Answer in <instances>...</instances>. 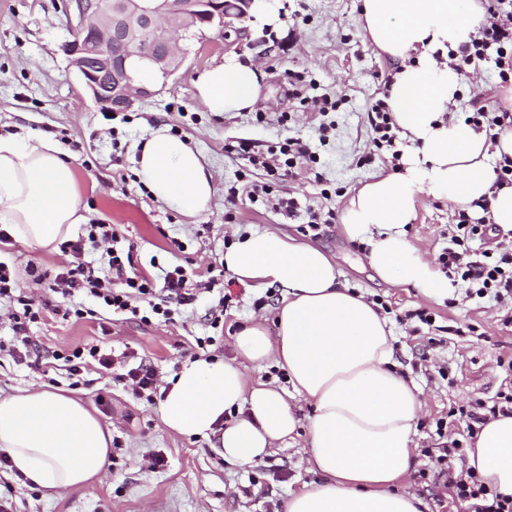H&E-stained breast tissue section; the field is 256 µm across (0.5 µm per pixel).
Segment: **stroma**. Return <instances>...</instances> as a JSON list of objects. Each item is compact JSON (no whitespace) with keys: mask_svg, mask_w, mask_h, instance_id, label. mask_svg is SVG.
Returning a JSON list of instances; mask_svg holds the SVG:
<instances>
[{"mask_svg":"<svg viewBox=\"0 0 512 512\" xmlns=\"http://www.w3.org/2000/svg\"><path fill=\"white\" fill-rule=\"evenodd\" d=\"M66 0H0V130L45 135L66 150L90 218L118 226L137 247L141 268L159 275L181 264L198 273L220 271L225 237L276 229L324 250L338 265L350 287L384 303L393 321L397 371L420 388L423 415L417 427L414 466L401 482L403 490L424 498L428 512H465L443 485L436 483L431 449L452 441L467 444L468 411L488 414L499 394L512 392V302L491 297L438 303L406 286L381 281L369 266L361 244L349 241L339 224L313 235L303 218H288L225 196L236 174L265 181L263 171L248 167L233 146L246 141L256 150L299 138L315 151L316 163L276 185L280 194L301 205L341 210L356 191L391 164L375 158L358 166L371 150L363 114L383 91L395 65L366 40L358 22L357 0H278L279 27H258L245 20L248 36L225 39L220 28L205 32L192 47L177 78L160 93L124 112L99 111L82 91L62 47L71 40ZM236 53L267 74L257 112L218 117L205 112L193 96V82L203 69ZM302 76L310 96H327L334 111L319 114L289 99L288 82ZM265 122H257V113ZM331 131L320 140L318 127ZM187 139L209 164L216 186L211 211L196 221L157 203L135 182L132 157L136 144L157 125ZM456 211L441 200H425L407 227V237L422 256L437 262L448 241L441 235L454 223ZM183 252L172 253V241ZM60 251L45 252L18 240L0 244V260L14 264L19 286L31 289L27 263L51 268ZM233 304L224 314V337L209 346L219 359L233 356L232 338L242 322L262 318L269 338H276L275 310L287 288L260 290L233 284ZM218 293L200 296L194 308L175 322L154 319L62 320L45 315L31 333L46 350H68L112 339L116 351L132 349L155 367L160 378L179 371L196 338L212 335L209 310ZM430 313L431 324L413 319L414 311ZM72 385L65 371L51 377L11 359L0 360V392L22 388H55L82 397L102 420L111 423L116 443L114 469L105 470L91 486L71 491L28 488L14 499L13 512H280L289 491L314 481L302 461L304 437L251 466L224 462L210 439L170 432L163 423L161 401L131 395L110 376L91 370ZM160 455L156 472L140 471L142 456Z\"/></svg>","mask_w":512,"mask_h":512,"instance_id":"obj_1","label":"stroma"}]
</instances>
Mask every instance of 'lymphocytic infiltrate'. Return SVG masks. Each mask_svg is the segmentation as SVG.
<instances>
[{
	"label": "lymphocytic infiltrate",
	"mask_w": 512,
	"mask_h": 512,
	"mask_svg": "<svg viewBox=\"0 0 512 512\" xmlns=\"http://www.w3.org/2000/svg\"><path fill=\"white\" fill-rule=\"evenodd\" d=\"M488 18L478 36L460 47L456 53L460 71L480 73L486 62H494L501 83L512 82V0H488ZM366 122L371 133V144L376 149L390 152L399 158L398 127L383 99L374 100L366 110ZM244 160L254 169L264 171L267 182L244 188H229L226 200L236 204L239 194H246L250 202L261 203L266 209L288 217L298 216L296 198L274 197L273 176L291 174L293 169L315 161L310 146L298 138L288 139L279 148L258 153L248 144H240ZM487 224L471 223L466 213H459L455 224L448 228V246L440 261L448 273L460 276L477 296H493L502 300L512 298V244L497 242L494 249L484 250L481 258H473L470 244L486 238ZM100 250L107 257L106 268H97L88 262L89 252ZM62 260L54 269H42L27 264L26 272L35 285H48L49 295L17 293V273L14 266L0 260V324H9L10 342L0 341V358L21 359L23 353H33L37 343L30 334L32 323L45 313L61 319L84 317L85 311L71 307L75 295L92 298L101 309L117 317L139 318L147 313L171 321L174 306H192L201 294L212 292L216 280L198 279L196 271L176 265L164 275L163 286H156L153 278L141 272L134 260V247L123 244L117 228L106 223L86 225L76 239L61 245ZM62 370L78 376L91 365L110 374L113 381L131 390L139 399L152 400L159 380L155 369L146 363H134L133 353L114 352L102 345L78 347L68 352H53ZM463 448H440L435 458L440 468L439 479L451 489L457 501L468 503L470 512H512V497L490 490L474 468H456L463 461Z\"/></svg>",
	"instance_id": "1"
}]
</instances>
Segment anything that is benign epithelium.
<instances>
[{
  "instance_id": "7a95c632",
  "label": "benign epithelium",
  "mask_w": 512,
  "mask_h": 512,
  "mask_svg": "<svg viewBox=\"0 0 512 512\" xmlns=\"http://www.w3.org/2000/svg\"><path fill=\"white\" fill-rule=\"evenodd\" d=\"M66 18L73 39L64 54L103 112L156 95L138 71L145 68L167 83L187 54L179 41L214 26L231 27L223 0H68Z\"/></svg>"
}]
</instances>
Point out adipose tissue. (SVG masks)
I'll list each match as a JSON object with an SVG mask.
<instances>
[{"instance_id": "adipose-tissue-1", "label": "adipose tissue", "mask_w": 512, "mask_h": 512, "mask_svg": "<svg viewBox=\"0 0 512 512\" xmlns=\"http://www.w3.org/2000/svg\"><path fill=\"white\" fill-rule=\"evenodd\" d=\"M368 41L396 71L386 102L405 146L398 166L366 183L340 214L342 234L367 246L385 283L424 297H455L452 280L410 243L405 227L428 198L472 211L489 199L488 223L512 234V187H495L492 159L512 158V128L496 138L451 112L466 76L452 52L471 43L486 22L479 0H359ZM267 74L230 54L193 82L198 104L214 115L254 110ZM133 169L156 201L197 219L215 185L188 141L159 126L137 146ZM67 154L43 135L0 134V229L43 250L57 249L89 223ZM224 267L253 288L274 284L288 294L276 309L277 337L261 321L233 338L228 360L184 362L163 387V420L172 432L215 437L226 462L252 465L306 426L304 461L316 481L291 493L283 512H423V499L395 485L413 464L423 405L418 387L393 361L395 336L379 305L343 279L317 246L269 229L237 238ZM287 369L293 397L274 384L249 382L248 368ZM310 414H303V407ZM112 428L76 396L21 389L0 394V452L35 485L90 486L104 472ZM467 462L487 486L512 496V414L479 425Z\"/></svg>"}]
</instances>
